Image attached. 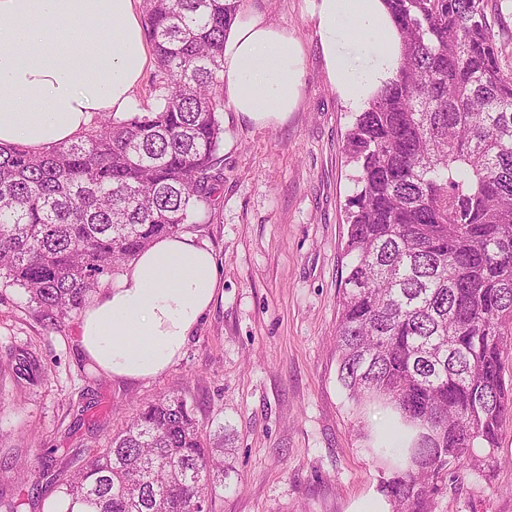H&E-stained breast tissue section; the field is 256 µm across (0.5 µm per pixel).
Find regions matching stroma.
<instances>
[{
  "label": "stroma",
  "mask_w": 512,
  "mask_h": 512,
  "mask_svg": "<svg viewBox=\"0 0 512 512\" xmlns=\"http://www.w3.org/2000/svg\"><path fill=\"white\" fill-rule=\"evenodd\" d=\"M304 0H240L288 28L304 48L300 103L282 123L258 126L224 109L223 183L185 234L209 243L224 288L181 357L155 379L115 380L79 353V314L51 324L24 290L0 287V461L49 464L20 512H51L67 460L106 447L141 400L175 394L207 435L224 438L233 468L213 512H353L377 493L378 462L365 432L386 420L357 416L337 377L336 320L354 192L344 151L351 112L326 75ZM487 17L512 70V0H487ZM30 349L41 382L17 386L9 353ZM434 512H512V419L493 461L436 497Z\"/></svg>",
  "instance_id": "obj_1"
}]
</instances>
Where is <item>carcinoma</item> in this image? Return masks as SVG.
I'll use <instances>...</instances> for the list:
<instances>
[{
  "label": "carcinoma",
  "instance_id": "carcinoma-1",
  "mask_svg": "<svg viewBox=\"0 0 512 512\" xmlns=\"http://www.w3.org/2000/svg\"><path fill=\"white\" fill-rule=\"evenodd\" d=\"M399 32L394 80L354 113L335 348L356 409L389 412L368 451L392 512H433L480 468L512 416V72L484 0H384ZM239 0H143L163 104L110 114L42 153L0 146V280L56 321L156 238L196 223L220 189L224 41ZM17 385L42 379L26 348ZM224 443L178 395L142 405L106 448L70 466L67 512H211ZM0 512H19L28 472Z\"/></svg>",
  "mask_w": 512,
  "mask_h": 512
}]
</instances>
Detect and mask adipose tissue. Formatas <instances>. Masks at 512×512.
<instances>
[{"instance_id":"1","label":"adipose tissue","mask_w":512,"mask_h":512,"mask_svg":"<svg viewBox=\"0 0 512 512\" xmlns=\"http://www.w3.org/2000/svg\"><path fill=\"white\" fill-rule=\"evenodd\" d=\"M142 0H0V144L39 153L84 132L94 117L137 107L151 56ZM328 78L359 112L394 78L400 38L383 0H305ZM304 50L260 14L236 16L224 41V99L272 125L298 105ZM224 286L211 246L157 238L84 310L75 343L112 378L148 381L180 358Z\"/></svg>"}]
</instances>
